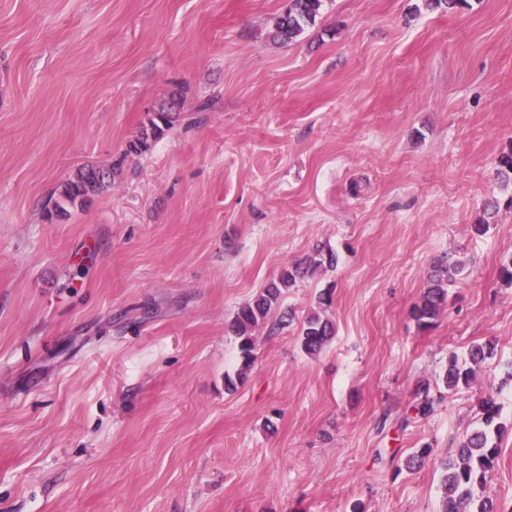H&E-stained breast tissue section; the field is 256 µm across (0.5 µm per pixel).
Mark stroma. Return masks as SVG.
<instances>
[{"mask_svg": "<svg viewBox=\"0 0 512 512\" xmlns=\"http://www.w3.org/2000/svg\"><path fill=\"white\" fill-rule=\"evenodd\" d=\"M287 5L0 0V512H440L490 394L486 494L512 512V0H325L279 45ZM87 166L111 185L49 218ZM318 246L337 266L284 289L225 388L238 308ZM447 258L464 273L418 331ZM326 288L336 334L310 356L297 322ZM488 341L445 391L449 355ZM179 109L178 102L171 100L166 107L162 106L155 111V119L150 120V128L143 130L141 136L130 144V149L139 154L147 152L151 147V141L160 136L165 128H170L177 120L180 114ZM463 269L462 263L448 259L430 276L419 302L410 312L411 318L420 331H428L436 325L437 319L447 306L448 288L461 279ZM494 350L495 345L487 342L472 345L464 357L450 355L448 367L440 377L444 388L448 391H458L460 388L468 387L474 380L475 367L490 358Z\"/></svg>", "mask_w": 512, "mask_h": 512, "instance_id": "1", "label": "stroma"}]
</instances>
